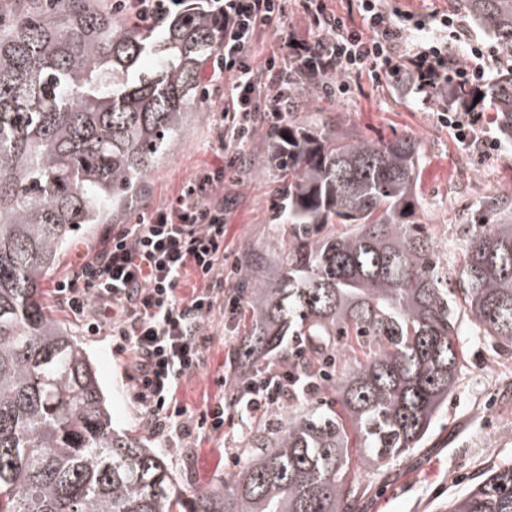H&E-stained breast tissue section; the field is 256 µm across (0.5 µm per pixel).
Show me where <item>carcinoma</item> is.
Masks as SVG:
<instances>
[{
    "label": "carcinoma",
    "instance_id": "carcinoma-1",
    "mask_svg": "<svg viewBox=\"0 0 512 512\" xmlns=\"http://www.w3.org/2000/svg\"><path fill=\"white\" fill-rule=\"evenodd\" d=\"M459 8L512 53V0ZM223 43L194 3L130 24L103 0H0V512H352L359 475L420 447L459 385L462 318L512 350V199L464 239L450 291L448 244L406 210L417 139L293 120L266 132L288 238L244 246L234 281L250 313L235 358L288 372V413L250 428L236 472L198 490L112 428L41 284L73 233L124 210L180 142ZM489 98L512 134V72ZM447 512H512V465Z\"/></svg>",
    "mask_w": 512,
    "mask_h": 512
}]
</instances>
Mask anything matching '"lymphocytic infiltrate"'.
Wrapping results in <instances>:
<instances>
[{"label":"lymphocytic infiltrate","mask_w":512,"mask_h":512,"mask_svg":"<svg viewBox=\"0 0 512 512\" xmlns=\"http://www.w3.org/2000/svg\"><path fill=\"white\" fill-rule=\"evenodd\" d=\"M201 2L224 16V50L212 62L213 77L228 83L217 137L241 144L253 138L257 121L277 125L288 112V97L270 76L274 61L258 67L249 55L264 27L284 14V0ZM355 7L358 26L329 12L324 0H303L314 30L288 51L299 84L346 96L351 77L368 70L427 97L456 90V106L438 112V123L478 155L496 151L498 139L481 131L483 105L475 97L486 93L495 70L512 56L487 46L445 13L427 21L385 0H355ZM455 42L465 45L466 63L451 54ZM223 184V166L200 169L195 185L176 202L123 225L101 251L81 255L53 287L57 301L80 318L88 335L111 336L114 351L130 356L136 404L154 428L175 436L190 428L173 397L179 382L204 365V322L214 309L238 305L224 287ZM190 270L199 286L184 296L179 286ZM287 393V374L243 373L239 415L253 418Z\"/></svg>","instance_id":"obj_1"}]
</instances>
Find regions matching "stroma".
Instances as JSON below:
<instances>
[{"label": "stroma", "instance_id": "stroma-1", "mask_svg": "<svg viewBox=\"0 0 512 512\" xmlns=\"http://www.w3.org/2000/svg\"><path fill=\"white\" fill-rule=\"evenodd\" d=\"M285 18L266 26L252 50L256 65L274 58L277 68L288 64L289 27H303L298 0H287ZM348 96H334L315 88L305 96L289 86V118L320 122L335 118L343 129L370 141L409 133L416 137L423 174L415 212L440 241L460 246L483 211L486 197H512V139L504 137L495 113H487L486 127L499 137L500 148L488 161H479L448 129L436 121L447 106V95L426 99L403 94L389 80L374 81L369 74L351 80ZM197 108L201 114L174 148L155 168L141 194L113 217L114 224L136 223L152 208L174 201L196 173L215 161L224 163V238L228 262H235L244 244H275L285 234L274 212L278 204L277 174L266 162L267 123H260L247 144L224 146L214 133L217 109L224 104L223 82L208 81ZM112 223V224H113ZM56 316L81 337L106 392L117 431L149 441L164 456L183 489L208 487L235 471L234 459L244 458L237 414L230 405L234 395L222 383L230 375L229 351L242 333L238 314L215 310L206 321L208 339L203 368L184 378L177 389V406L199 413L203 406L222 400L229 408L224 427L192 433L171 441L147 426L131 394L127 356L115 354L108 336L85 335L81 323L64 307ZM456 344L465 360L458 387L436 420L421 448L364 475L353 512H445L450 497L464 492L490 468L512 464V351L493 349L463 322Z\"/></svg>", "mask_w": 512, "mask_h": 512}]
</instances>
